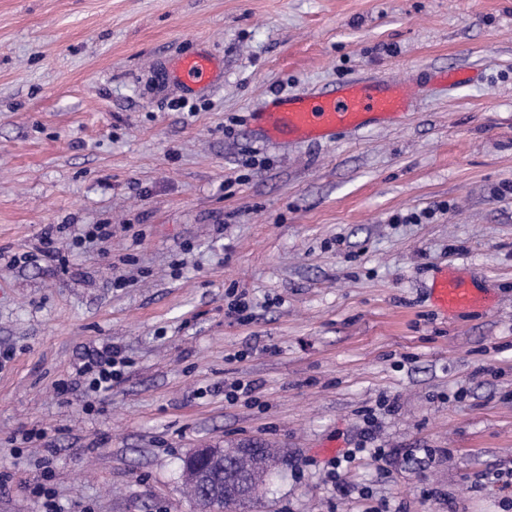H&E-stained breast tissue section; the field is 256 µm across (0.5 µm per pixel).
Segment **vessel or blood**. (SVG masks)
<instances>
[{
    "label": "vessel or blood",
    "mask_w": 512,
    "mask_h": 512,
    "mask_svg": "<svg viewBox=\"0 0 512 512\" xmlns=\"http://www.w3.org/2000/svg\"><path fill=\"white\" fill-rule=\"evenodd\" d=\"M218 66V61L208 55H189L179 61L174 78L189 87L202 85ZM408 105L409 93L403 86L358 80L309 96L274 100L266 111L255 114L253 128L271 142L285 137L330 141L378 120L399 117L407 112ZM432 295L444 313L471 308L482 301L477 289L445 274L434 281Z\"/></svg>",
    "instance_id": "vessel-or-blood-1"
}]
</instances>
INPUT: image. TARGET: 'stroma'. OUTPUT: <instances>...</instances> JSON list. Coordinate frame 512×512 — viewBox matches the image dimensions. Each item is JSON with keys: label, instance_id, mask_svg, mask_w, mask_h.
<instances>
[{"label": "stroma", "instance_id": "obj_1", "mask_svg": "<svg viewBox=\"0 0 512 512\" xmlns=\"http://www.w3.org/2000/svg\"><path fill=\"white\" fill-rule=\"evenodd\" d=\"M359 79L408 112L256 139ZM48 228L67 270L28 258ZM443 270L486 303L439 314ZM247 441L290 460L254 512H512V0H0V512H197L182 458ZM220 63L206 55H189L179 61L174 71L177 82L188 87L206 84ZM128 361L121 356L120 351L113 346H102L88 356L82 364L75 368V379L71 382V389L82 385L81 378L85 382L84 394L86 396L97 395L112 388V383L120 380L124 374V368Z\"/></svg>", "mask_w": 512, "mask_h": 512}]
</instances>
